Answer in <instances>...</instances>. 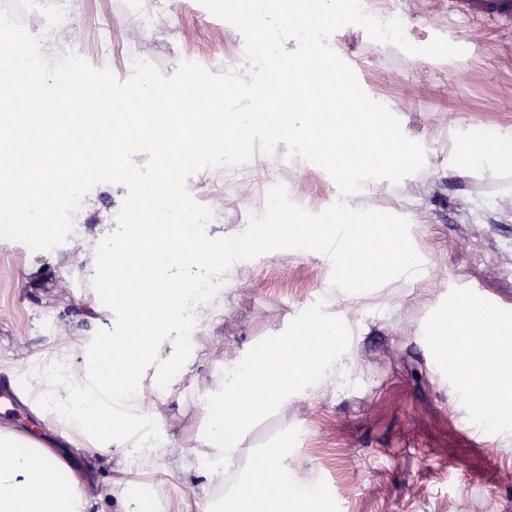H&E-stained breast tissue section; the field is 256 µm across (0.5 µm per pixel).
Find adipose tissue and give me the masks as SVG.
I'll return each instance as SVG.
<instances>
[{
	"label": "adipose tissue",
	"instance_id": "ef3b65f1",
	"mask_svg": "<svg viewBox=\"0 0 512 512\" xmlns=\"http://www.w3.org/2000/svg\"><path fill=\"white\" fill-rule=\"evenodd\" d=\"M162 139V132L145 129L140 139L128 144L122 163L110 171L111 179L138 178V155ZM167 142V156L150 181L167 183L169 190L150 198L155 221L139 227L144 243L158 256L153 277L144 283L152 294V311L131 315L121 279L113 277V317L100 323L95 348L86 351L79 368L61 365L33 376L30 391L35 400L50 402L91 452L107 456L131 444L136 465L143 472L161 452L178 468H204L210 483L208 512H242L265 486L275 490L273 505L302 495L308 512H325L318 490L295 480L286 441L256 445L251 434L261 419L278 414L332 363L342 344L338 328H330L320 349L303 360L289 354L294 336L290 330L225 357L223 375L208 385L206 402L199 408L205 425L199 446L185 447L168 436L159 407L179 392L194 364L185 344V316L190 313L202 321L210 318L208 304L186 310L187 286L180 273L196 267L199 255L215 254L221 246L211 240L203 224L171 233L169 221L180 199L173 159L184 145L178 138ZM511 172V134L494 132L479 140L460 134L448 156V173L455 177L500 179ZM455 309L454 321L440 320L432 327L439 357L454 363L464 385L481 386L492 393L496 419L512 420V375L503 371L504 366H512V320L474 300L456 304ZM154 322L160 328L151 343L130 351L134 324ZM477 331L490 338L488 353L478 364L448 344L449 334L467 336ZM107 415L112 424L104 430L100 424ZM259 465L266 474L261 485L253 479ZM64 467L45 443L0 426V512H21L24 504L41 501L51 502L54 512H84L85 491ZM133 487V481L120 480L98 490L97 496L112 500L115 512H169L161 495L139 500L131 494Z\"/></svg>",
	"mask_w": 512,
	"mask_h": 512
}]
</instances>
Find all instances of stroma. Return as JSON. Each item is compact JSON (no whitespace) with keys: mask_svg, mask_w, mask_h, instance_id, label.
<instances>
[{"mask_svg":"<svg viewBox=\"0 0 512 512\" xmlns=\"http://www.w3.org/2000/svg\"><path fill=\"white\" fill-rule=\"evenodd\" d=\"M149 0H71L73 26L49 28L41 13L20 18L40 37L48 59L62 40L91 66L127 80V58L138 53L164 75L194 61L213 73L243 67L242 34L213 16L198 0H166L159 31L139 23ZM373 13H397L417 46L434 37L468 42L470 54L448 59L412 55L373 41L347 25L330 41L354 71L362 89L387 105L404 135L425 150V166L411 183L384 182L365 208L409 223L410 241L426 264L423 278L400 277L367 293H348L332 283V263L308 250H281L237 263L238 284L225 285L211 305L217 330L200 325L202 337L182 401L162 405L169 436L193 444L200 431L198 408L224 357L207 340L225 347L260 343L309 316L343 324L347 347L334 373L310 384L279 415L260 422L254 442L287 432L297 457L296 477L317 484L329 512H512V428L490 427L456 387L452 368H439L424 330L440 310L460 300L458 283H480L486 301H512V194L499 183L449 176L454 132L474 137L512 130V24H474L448 11V0H375ZM109 32V50L100 47ZM252 178L230 181L211 169L192 175L187 188L217 220L214 238L237 235L250 215L262 213L264 169L279 172L289 198L322 211L336 201V183L321 167L288 158L285 148L255 153ZM135 182L95 186L73 216L77 234L53 250L32 252L0 241V370L29 381L51 357L82 359L66 348L69 336L97 333L85 303L90 283L84 247L121 223ZM142 484L158 489L173 507L206 512L207 479L175 468L160 456Z\"/></svg>","mask_w":512,"mask_h":512,"instance_id":"obj_1","label":"stroma"}]
</instances>
